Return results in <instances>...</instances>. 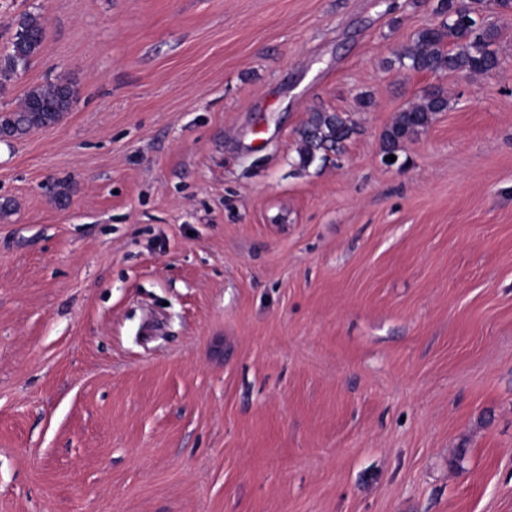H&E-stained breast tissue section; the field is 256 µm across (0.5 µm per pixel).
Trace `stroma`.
<instances>
[{"instance_id":"1","label":"stroma","mask_w":512,"mask_h":512,"mask_svg":"<svg viewBox=\"0 0 512 512\" xmlns=\"http://www.w3.org/2000/svg\"><path fill=\"white\" fill-rule=\"evenodd\" d=\"M437 3L0 0V50L47 20L0 110L81 90L0 136V512H512V19L389 68ZM319 107L357 132L304 168ZM462 0H440L438 14L444 18L420 29L413 40L393 51L389 67L399 71L451 74H486L500 66L492 48L498 32L483 25L474 6ZM79 95L78 85L65 74L31 87L14 109L0 111V136L18 137L56 125L71 110ZM448 105V98L442 92L434 91L396 113L381 134L384 158L391 155L398 158L403 144L420 133H425L436 116L448 109Z\"/></svg>"}]
</instances>
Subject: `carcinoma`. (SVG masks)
<instances>
[{
    "mask_svg": "<svg viewBox=\"0 0 512 512\" xmlns=\"http://www.w3.org/2000/svg\"><path fill=\"white\" fill-rule=\"evenodd\" d=\"M443 19L420 29L413 40L393 51L389 67L399 71L451 74H486L500 66L493 49L498 32L483 25L475 7L459 0H440ZM47 35V22L40 13H25L14 36L0 56V92L7 89L18 70L26 69L39 54ZM80 95L78 85L65 74L30 88L18 105L0 111V136L18 137L56 125ZM449 100L440 91L422 96L396 113L381 134L383 156L398 155L403 144L428 130L436 116L448 109ZM356 133L347 116L327 110L312 111L300 134L299 164L306 168L330 152L339 153Z\"/></svg>",
    "mask_w": 512,
    "mask_h": 512,
    "instance_id": "1",
    "label": "carcinoma"
}]
</instances>
